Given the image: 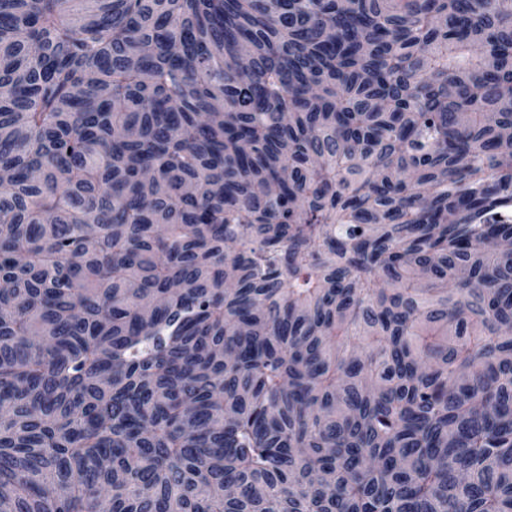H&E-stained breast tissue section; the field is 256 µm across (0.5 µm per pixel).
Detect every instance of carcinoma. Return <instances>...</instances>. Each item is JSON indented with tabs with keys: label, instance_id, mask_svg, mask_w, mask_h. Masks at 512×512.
Returning a JSON list of instances; mask_svg holds the SVG:
<instances>
[{
	"label": "carcinoma",
	"instance_id": "obj_1",
	"mask_svg": "<svg viewBox=\"0 0 512 512\" xmlns=\"http://www.w3.org/2000/svg\"><path fill=\"white\" fill-rule=\"evenodd\" d=\"M0 512H512V0H0Z\"/></svg>",
	"mask_w": 512,
	"mask_h": 512
}]
</instances>
